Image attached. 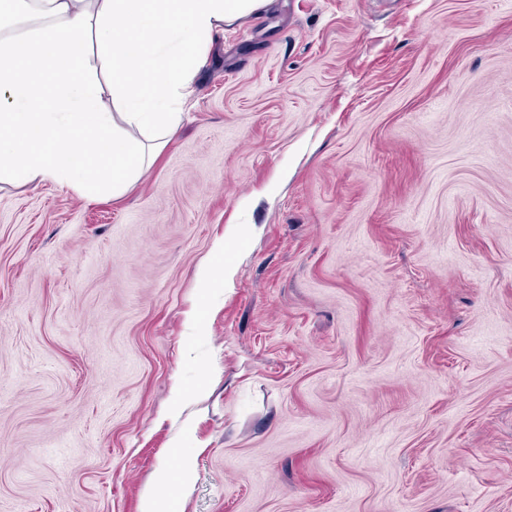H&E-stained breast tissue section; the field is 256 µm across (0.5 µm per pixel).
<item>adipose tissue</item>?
<instances>
[{
  "instance_id": "obj_1",
  "label": "adipose tissue",
  "mask_w": 512,
  "mask_h": 512,
  "mask_svg": "<svg viewBox=\"0 0 512 512\" xmlns=\"http://www.w3.org/2000/svg\"><path fill=\"white\" fill-rule=\"evenodd\" d=\"M265 2L0 0V182L121 194L147 161L140 134L171 140L215 35Z\"/></svg>"
}]
</instances>
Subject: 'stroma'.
<instances>
[{"label":"stroma","instance_id":"1","mask_svg":"<svg viewBox=\"0 0 512 512\" xmlns=\"http://www.w3.org/2000/svg\"><path fill=\"white\" fill-rule=\"evenodd\" d=\"M151 492L512 512V0H271L120 197L0 182V512Z\"/></svg>","mask_w":512,"mask_h":512}]
</instances>
